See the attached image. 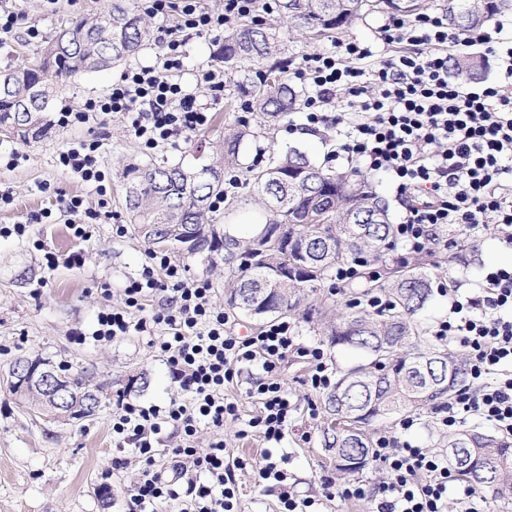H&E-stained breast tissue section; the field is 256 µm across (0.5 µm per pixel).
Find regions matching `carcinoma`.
I'll return each instance as SVG.
<instances>
[{"instance_id":"obj_1","label":"carcinoma","mask_w":512,"mask_h":512,"mask_svg":"<svg viewBox=\"0 0 512 512\" xmlns=\"http://www.w3.org/2000/svg\"><path fill=\"white\" fill-rule=\"evenodd\" d=\"M381 4L420 15L429 0H280L285 15L317 36L331 34ZM451 5L452 25L464 35L512 10V0H451ZM154 44L151 23L132 0H106L92 18L61 26L39 57L0 70V127L29 142L47 128L46 112L72 77L110 69ZM274 48L272 27L262 20L228 31L214 61L227 69L242 62L261 66L243 104L245 111L256 113V125L240 118L225 124L216 157L206 164L126 165L123 204L130 223L150 244L153 227L164 224L175 244L184 237L195 240L192 254L224 251L233 277L227 304L256 320L288 316L299 289L318 288L340 265L378 262L368 282L388 294L391 309L373 315L350 312L322 330L331 345L367 359L341 373L324 402L322 437L329 464L339 457L345 465L335 467L336 472L354 475L370 464L371 441L364 425L447 403L463 382L465 368L448 350L431 346L422 326L412 320L432 296L428 268L439 262L431 254L388 258L395 247V225L373 184L357 179L354 171L325 169L299 148L276 157L261 147L251 159L242 153L249 140H271L278 123L300 106V95L282 69L266 65ZM230 170L245 175L251 198L266 213L255 234L263 246L256 256L232 225H224L222 243L206 230L205 217L215 201L225 198L224 178ZM277 194L281 200L275 205L271 198ZM293 237L306 240L311 252L303 269L294 265L297 255L287 251ZM57 369L74 390L99 392L71 365ZM448 447L460 449L455 469L462 480L496 500L512 501V438L471 429L449 437Z\"/></svg>"}]
</instances>
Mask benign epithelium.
Listing matches in <instances>:
<instances>
[{"label":"benign epithelium","mask_w":512,"mask_h":512,"mask_svg":"<svg viewBox=\"0 0 512 512\" xmlns=\"http://www.w3.org/2000/svg\"><path fill=\"white\" fill-rule=\"evenodd\" d=\"M3 380L17 400L34 401L37 413L48 421L66 423L76 410L86 418L96 413L93 403L79 401L61 375L40 357L17 359Z\"/></svg>","instance_id":"benign-epithelium-1"}]
</instances>
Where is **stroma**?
Returning <instances> with one entry per match:
<instances>
[{
  "label": "stroma",
  "instance_id": "obj_1",
  "mask_svg": "<svg viewBox=\"0 0 512 512\" xmlns=\"http://www.w3.org/2000/svg\"><path fill=\"white\" fill-rule=\"evenodd\" d=\"M104 0H16L21 11L20 29L35 26L38 39L21 38L0 46V68L13 66L33 58L47 38L61 23L72 18L92 17ZM259 18L274 25L276 63L301 60L316 51L334 50L337 41L357 39L371 46L375 61H383L392 53L381 40L380 31L390 20L389 14L375 12L363 15L350 26L337 30L331 37L310 39L300 26L288 21L278 9L277 0H261ZM224 42L223 32L203 37L188 35L182 46L180 81L194 87L197 75L213 68L212 56ZM124 65L78 75L58 99L59 104L82 107L86 100L108 94ZM257 75L247 63L225 72L224 90L217 96L201 95L212 121L204 130L152 150L142 148L131 134L130 119L117 117L105 128L94 126L67 127L49 125L45 137L24 143L0 131V192L13 196L11 204H0V230L16 224L26 225L24 236L0 233V375L7 374L11 362L21 356H40L60 362L69 361L92 374L107 390V398L98 414L68 424L48 422L18 404L6 387L0 386V512H128V494L139 482L144 469L132 446L118 448L112 437V419L117 412L116 397L143 405H167L177 397L171 366L160 352L161 329L152 334L131 333L108 342L92 337L97 329L99 312L121 305L127 281L138 276L146 260L148 244L127 226L128 216L122 206V169L127 162L141 165L183 162L199 165L209 161L215 145L224 136L226 115H240V102L246 100ZM304 119L292 113L282 122L274 148L303 146L311 160L336 170L347 169L346 160L335 158L338 147L335 130L314 129L311 142L299 143L295 136ZM93 138L102 142V161L107 175V194L99 196L93 186L80 181L58 161L67 145ZM80 196L86 208L98 212L89 221L86 235L74 237L65 218L57 209L61 195ZM51 210L49 218L35 222V215ZM126 225L125 236H117V225ZM450 238L457 245L443 256L440 267L432 269L434 293L415 318L433 329L448 314V288H472L483 270L503 266L512 256L492 228L473 237L452 230ZM63 256L72 252L82 255L78 264L46 267V253ZM172 261L183 264L189 276L208 277L214 288V300L224 305V285L229 270L219 254H191L173 250ZM361 291L354 285L341 288L323 287L315 295L302 296L296 309L289 313L295 321L300 342L321 347L333 372L362 362L361 354L331 346L322 336L320 313L312 306L316 298H325L330 311L344 308ZM308 367L295 357H286L279 377L288 387L295 405L288 431L273 451L283 459L288 481L300 496L321 500L323 512H369L367 502L353 503L340 498H327L325 480L343 486L339 476L325 460L321 446L324 421L325 391L312 389L307 382ZM247 380L227 387L228 396L242 401V418L224 424V438L233 456L245 467L237 473L238 512H278L277 489L257 481L256 470L262 462L264 442L255 433L246 432L244 421L256 412L248 403ZM435 409L415 412V424L402 429L400 421L373 423L370 435L391 434L412 445L435 452L441 451L448 435L436 423ZM128 458L129 464L118 475L104 479L103 473L114 457Z\"/></svg>",
  "mask_w": 512,
  "mask_h": 512
}]
</instances>
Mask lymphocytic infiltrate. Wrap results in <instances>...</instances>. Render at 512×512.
I'll return each mask as SVG.
<instances>
[{"mask_svg":"<svg viewBox=\"0 0 512 512\" xmlns=\"http://www.w3.org/2000/svg\"><path fill=\"white\" fill-rule=\"evenodd\" d=\"M144 6L163 23L165 51L153 65L124 71L107 96L87 100L78 109L62 107L56 115L59 126L103 124L131 113L135 139L155 148L208 124L207 106L171 77L179 66L182 35H203L253 16L257 0H224L219 13L204 10L199 0H144ZM382 39L395 52L375 66L368 63L371 47L349 39L337 42L335 51L303 57L292 68V75L305 78L312 88L306 100L309 127H344L340 156L395 177L408 201L406 219L396 227L407 255L453 247L440 229L471 231L483 224L495 225L499 242L512 247V43L481 35L496 61L498 80L467 91L448 79L443 49L449 34L443 18L392 19L383 25ZM59 160L83 182L105 191L100 141L78 142L62 150ZM159 291L167 295L164 307L144 317L147 299ZM213 296L209 279L187 277L184 265L150 251L142 272L130 279L122 306L98 317L92 333L98 341L146 332L151 322L165 324L168 332L160 349L182 393L163 407L118 405L113 433L150 465L131 490V512H157L159 502L178 499L176 484L191 470L206 481L195 487L189 512H235L236 471L242 463L233 459L222 432L225 421L239 418L241 409L224 389L243 368L258 364L265 372L247 391L258 406L248 425L271 444L284 439L294 410L275 375L278 364L296 354L310 366L312 389L331 383L323 350L301 344L295 324L273 321L238 336ZM433 334L459 342L467 355L468 382L440 407L441 428L450 432L476 418L511 436L512 268L488 270L474 292L451 289L448 316L437 322ZM170 423L188 441L202 423L214 428L216 436L206 452L187 443L173 449L168 467L153 468V440ZM372 456L382 477L370 484L347 483L343 499L367 501L372 512H486L484 496L460 483L443 455L381 434ZM263 459L258 476L278 488L282 512H316L315 499L290 490L286 472L271 453Z\"/></svg>","mask_w":512,"mask_h":512,"instance_id":"f902f5d3","label":"lymphocytic infiltrate"}]
</instances>
